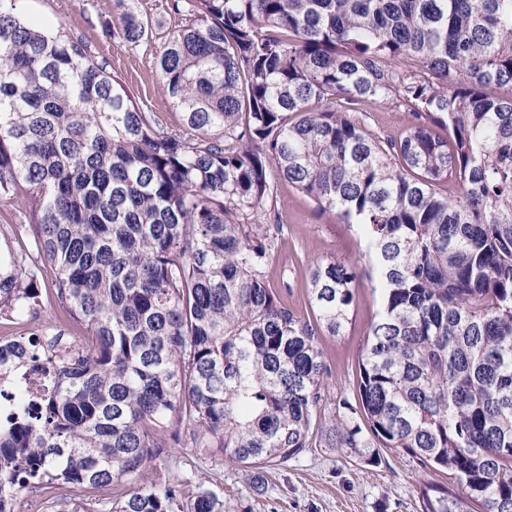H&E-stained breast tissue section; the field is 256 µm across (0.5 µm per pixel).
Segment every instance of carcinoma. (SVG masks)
Wrapping results in <instances>:
<instances>
[{
    "label": "carcinoma",
    "mask_w": 512,
    "mask_h": 512,
    "mask_svg": "<svg viewBox=\"0 0 512 512\" xmlns=\"http://www.w3.org/2000/svg\"><path fill=\"white\" fill-rule=\"evenodd\" d=\"M171 10L189 23L152 65L176 129L82 37L0 0V196L22 191L35 217L0 227V320L26 325L0 339V512L41 485L127 487L95 512H224L203 482L186 501L149 477L162 449L284 465L325 434L446 473L423 512H512V0ZM157 26L114 0L113 44ZM369 102L414 120L382 137ZM271 167L357 226L381 294L358 402L329 418L320 338L344 331L363 281L351 260L314 262L311 317L272 291ZM448 181L454 198L434 190ZM28 372L47 382L36 404L14 398Z\"/></svg>",
    "instance_id": "obj_1"
}]
</instances>
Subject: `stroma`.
<instances>
[{"label": "stroma", "instance_id": "obj_1", "mask_svg": "<svg viewBox=\"0 0 512 512\" xmlns=\"http://www.w3.org/2000/svg\"><path fill=\"white\" fill-rule=\"evenodd\" d=\"M170 0H137L145 17L161 21L155 38L133 48H120L106 33L113 0H16L24 17L60 24L82 36L97 61L125 81L133 95L153 112L160 124L176 128L182 114L163 93L151 65L165 36L183 27L184 16L173 13ZM280 221L287 228L267 268V280L289 306L309 314L308 266L335 257L350 258L368 270L364 245L352 225L321 211L301 190L269 172ZM380 307V294L372 287L358 290L349 322L339 336H324L321 347L331 369L329 383L335 397L356 399L358 362L370 324ZM164 480L180 485L183 499H191L199 482L224 498V512H422L421 488L446 485L448 477L422 467L402 450L375 449L366 459L344 448L318 446L283 466L256 470L216 458L204 463L194 477L174 469Z\"/></svg>", "mask_w": 512, "mask_h": 512}]
</instances>
